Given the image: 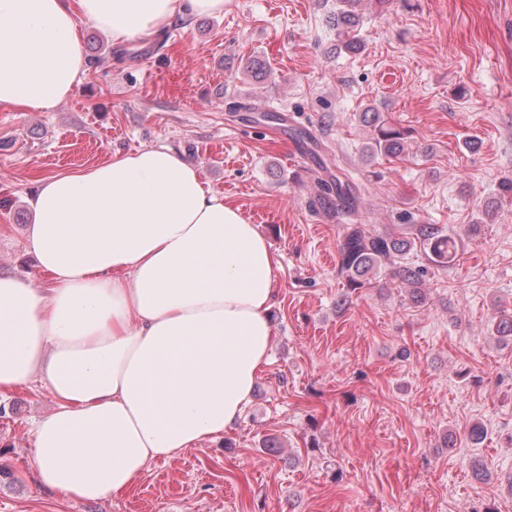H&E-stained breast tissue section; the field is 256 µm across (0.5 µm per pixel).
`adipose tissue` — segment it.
<instances>
[{"label": "adipose tissue", "instance_id": "adipose-tissue-1", "mask_svg": "<svg viewBox=\"0 0 512 512\" xmlns=\"http://www.w3.org/2000/svg\"><path fill=\"white\" fill-rule=\"evenodd\" d=\"M226 0H0V106L50 111L88 70L80 24L117 44ZM26 246L52 285L0 275V393L46 389L37 483L127 491L157 460L223 436L268 362L279 261L241 209L166 148L41 180Z\"/></svg>", "mask_w": 512, "mask_h": 512}]
</instances>
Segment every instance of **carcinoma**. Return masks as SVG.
Instances as JSON below:
<instances>
[{"label":"carcinoma","instance_id":"obj_1","mask_svg":"<svg viewBox=\"0 0 512 512\" xmlns=\"http://www.w3.org/2000/svg\"><path fill=\"white\" fill-rule=\"evenodd\" d=\"M359 3L360 0H337L336 3V36L346 50L354 53L364 48L359 36ZM360 120L373 128L371 142L364 148L367 156L396 157L404 150L406 130L387 124L378 112H364ZM293 136L300 148L312 155L318 168L325 172V177L320 179L323 187V194L318 199L320 207L328 213L335 206L354 210L358 194L356 186L343 174L331 171L327 160L320 154L321 145L313 133L298 128ZM417 239L420 247L429 252V259L437 265L449 264L457 257L456 240L449 234H442L434 224L418 225ZM411 247L412 243L375 233L365 224H349L338 247L340 271L347 277L350 287L355 289L366 286L381 271L389 269L393 277L410 286L411 298L419 302L421 293L417 285L422 276L421 270L398 263V258ZM493 333L503 341L512 340V315L503 311L496 316Z\"/></svg>","mask_w":512,"mask_h":512}]
</instances>
